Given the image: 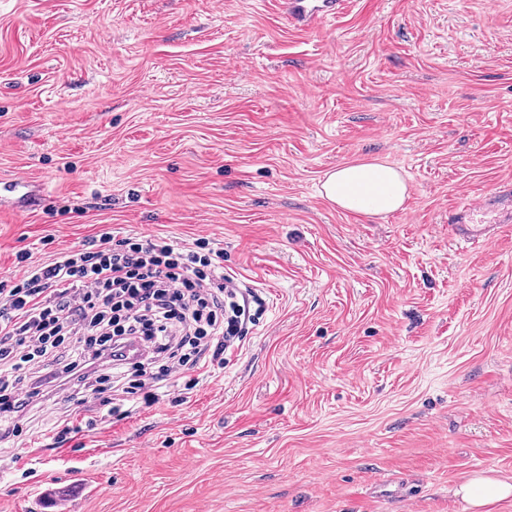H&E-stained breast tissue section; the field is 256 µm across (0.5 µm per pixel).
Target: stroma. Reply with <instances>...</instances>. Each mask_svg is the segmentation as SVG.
I'll use <instances>...</instances> for the list:
<instances>
[{
	"mask_svg": "<svg viewBox=\"0 0 512 512\" xmlns=\"http://www.w3.org/2000/svg\"><path fill=\"white\" fill-rule=\"evenodd\" d=\"M380 158L369 219L321 194ZM0 278L109 230L205 237L264 306L184 403L57 442L69 386L0 439V512H469L512 482V223L453 207L512 181V0H0ZM345 3V0H287L285 7L295 24L313 27L325 18L334 17ZM409 186L402 172L385 161H354L327 171L321 194L336 207L369 218L401 209ZM495 204L483 197L473 203H464L450 211L448 215V230L457 243H485L491 238V230L505 223L498 215L496 218ZM487 216H493L487 222ZM493 223V224H485ZM457 493L470 504L474 512H484L486 506L512 496V483L480 473L470 477Z\"/></svg>",
	"mask_w": 512,
	"mask_h": 512,
	"instance_id": "obj_1",
	"label": "stroma"
}]
</instances>
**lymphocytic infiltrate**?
I'll return each mask as SVG.
<instances>
[{"label":"lymphocytic infiltrate","mask_w":512,"mask_h":512,"mask_svg":"<svg viewBox=\"0 0 512 512\" xmlns=\"http://www.w3.org/2000/svg\"><path fill=\"white\" fill-rule=\"evenodd\" d=\"M258 300L204 238L187 247L105 232L22 265L0 280V412L21 413L60 382L127 416L108 390L155 402L186 371L223 366Z\"/></svg>","instance_id":"obj_1"}]
</instances>
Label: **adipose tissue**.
I'll use <instances>...</instances> for the list:
<instances>
[{
    "instance_id": "ef3b65f1",
    "label": "adipose tissue",
    "mask_w": 512,
    "mask_h": 512,
    "mask_svg": "<svg viewBox=\"0 0 512 512\" xmlns=\"http://www.w3.org/2000/svg\"><path fill=\"white\" fill-rule=\"evenodd\" d=\"M409 186L402 172L381 160L354 161L327 171L321 193L336 207L369 218H382L401 209ZM473 512L512 498V483L485 475L470 477L459 490Z\"/></svg>"
}]
</instances>
